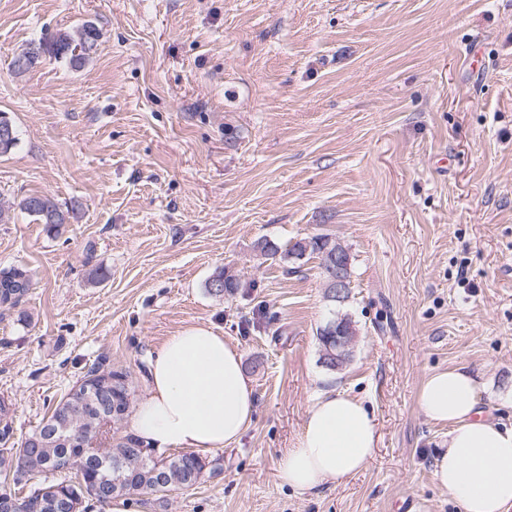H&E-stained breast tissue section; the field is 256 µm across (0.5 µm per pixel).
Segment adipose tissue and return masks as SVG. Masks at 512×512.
<instances>
[{"instance_id":"obj_1","label":"adipose tissue","mask_w":512,"mask_h":512,"mask_svg":"<svg viewBox=\"0 0 512 512\" xmlns=\"http://www.w3.org/2000/svg\"><path fill=\"white\" fill-rule=\"evenodd\" d=\"M479 381L461 368L434 371L417 401L431 421L449 426L434 477L462 512H512V426L480 407ZM255 389L242 356L202 326L182 329L156 350L148 391L129 429L149 449L205 454L237 442L253 421ZM377 424L363 399L317 392L299 436L278 469L282 484L308 493L358 473L379 448Z\"/></svg>"}]
</instances>
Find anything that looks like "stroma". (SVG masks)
<instances>
[{"mask_svg": "<svg viewBox=\"0 0 512 512\" xmlns=\"http://www.w3.org/2000/svg\"><path fill=\"white\" fill-rule=\"evenodd\" d=\"M87 21L84 67L13 73L30 41ZM0 112L19 134L0 202L78 209L56 233L0 224V267L32 276L31 324L0 310L16 436L103 352L142 400L165 338L205 326L242 355L253 423L219 475L134 512H461L433 473L448 428L417 393L466 367L512 425V0H0ZM316 235L352 257L338 308L317 255L292 272L255 249ZM221 268L241 281L224 299L205 288ZM338 309L357 337L331 371L318 331ZM326 385L365 399L381 442L301 494L278 466Z\"/></svg>", "mask_w": 512, "mask_h": 512, "instance_id": "stroma-1", "label": "stroma"}]
</instances>
